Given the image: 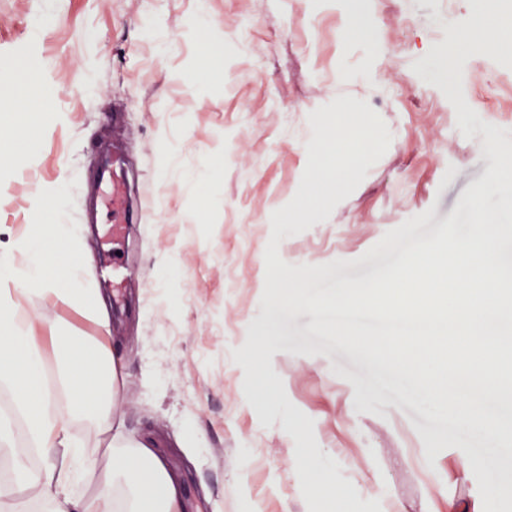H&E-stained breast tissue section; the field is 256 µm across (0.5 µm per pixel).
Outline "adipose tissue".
Masks as SVG:
<instances>
[{
    "label": "adipose tissue",
    "instance_id": "1",
    "mask_svg": "<svg viewBox=\"0 0 512 512\" xmlns=\"http://www.w3.org/2000/svg\"><path fill=\"white\" fill-rule=\"evenodd\" d=\"M461 45H478L496 52L512 46V23L496 7H488L469 26L455 33ZM78 234L47 212L36 232L17 242L22 265L12 254H0V385L14 392L12 415L0 418V446L14 444L13 423L22 421L27 445L17 456L15 478L0 484V499L23 512L28 495H38L48 512H112L116 485L127 488L122 512H183V501L164 462L148 442H132L113 411L119 395L122 366L101 344H88L61 330L53 332L46 349L35 338L47 324L22 301L36 294L56 303L97 315L95 291L89 288L76 250ZM107 423L116 448H133V455L106 465L86 463L74 438L75 424ZM41 456V467L28 466L29 454ZM91 471L95 490L75 498L71 487L81 472Z\"/></svg>",
    "mask_w": 512,
    "mask_h": 512
}]
</instances>
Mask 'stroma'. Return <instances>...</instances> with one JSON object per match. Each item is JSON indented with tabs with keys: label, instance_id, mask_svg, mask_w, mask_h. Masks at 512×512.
Wrapping results in <instances>:
<instances>
[{
	"label": "stroma",
	"instance_id": "1",
	"mask_svg": "<svg viewBox=\"0 0 512 512\" xmlns=\"http://www.w3.org/2000/svg\"><path fill=\"white\" fill-rule=\"evenodd\" d=\"M481 3L370 0L365 43L336 0H0V73L40 67L49 113L37 148L0 169V241L48 208L76 224L115 142L135 215L108 332L76 308L23 305L121 356L124 428L152 441L186 512H321L297 448L351 512H512L485 484L512 483L499 438L430 419L409 379L262 299L270 218L298 189L308 115L339 97L376 111L391 144L328 220L281 232V259L326 265L312 284L333 288L395 263L408 231L427 240L453 218L468 232L460 205L494 165L489 128L512 144V53L452 48ZM208 44L223 60L201 89ZM443 45L468 99L436 78ZM79 251L89 286L107 289L111 224L91 225Z\"/></svg>",
	"mask_w": 512,
	"mask_h": 512
}]
</instances>
